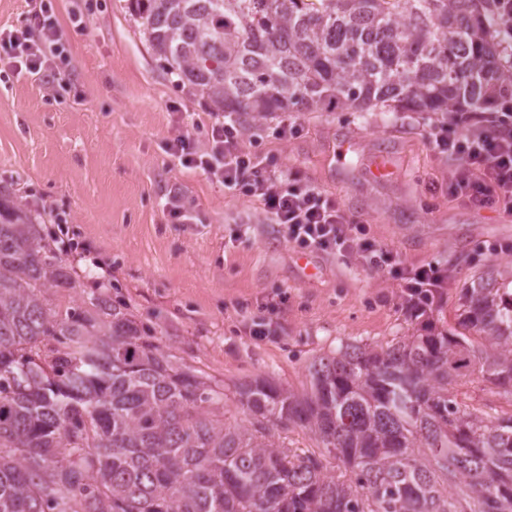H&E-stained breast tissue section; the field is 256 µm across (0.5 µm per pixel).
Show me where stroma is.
I'll list each match as a JSON object with an SVG mask.
<instances>
[{"mask_svg": "<svg viewBox=\"0 0 512 512\" xmlns=\"http://www.w3.org/2000/svg\"><path fill=\"white\" fill-rule=\"evenodd\" d=\"M67 42L63 81L0 61V185L48 210L76 245L68 258L81 305L104 285L152 328L165 351L221 385L259 376L300 391L314 357L362 341L383 345L416 322L396 277L357 253L288 243L259 203L181 166L169 145L182 131L208 146L205 102L153 59L125 0H51ZM80 13L84 29L71 17ZM437 122L419 112H281L240 132L238 146L269 170L298 174L359 215L367 237L407 266L448 276L433 325L456 323L471 271L512 261V215L451 196L454 164L430 143ZM355 148L338 158L337 144ZM384 163L388 177L370 170ZM177 190L189 223L170 219Z\"/></svg>", "mask_w": 512, "mask_h": 512, "instance_id": "stroma-1", "label": "stroma"}]
</instances>
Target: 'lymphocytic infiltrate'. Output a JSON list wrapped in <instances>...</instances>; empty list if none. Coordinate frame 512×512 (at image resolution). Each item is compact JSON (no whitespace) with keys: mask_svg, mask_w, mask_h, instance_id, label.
<instances>
[{"mask_svg":"<svg viewBox=\"0 0 512 512\" xmlns=\"http://www.w3.org/2000/svg\"><path fill=\"white\" fill-rule=\"evenodd\" d=\"M30 23L39 32L38 40H30L24 32L11 33L0 37V49L18 70L59 80V64L66 61L67 48L51 7L42 2L33 8ZM432 144L455 164L448 186L452 195L476 209L512 214V90L499 92L486 111L460 113L454 123L436 132ZM171 149L182 166L198 169L225 188L260 202L289 243L341 256L362 253L371 267L389 269L410 295L444 287L446 278L437 266H403L392 252L366 238L358 217L338 200L298 175L271 173L260 157L240 152L233 121L214 118L207 150L196 148L186 132L173 139Z\"/></svg>","mask_w":512,"mask_h":512,"instance_id":"obj_1","label":"lymphocytic infiltrate"}]
</instances>
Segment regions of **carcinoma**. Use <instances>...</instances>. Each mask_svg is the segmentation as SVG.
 Here are the masks:
<instances>
[{
    "mask_svg": "<svg viewBox=\"0 0 512 512\" xmlns=\"http://www.w3.org/2000/svg\"><path fill=\"white\" fill-rule=\"evenodd\" d=\"M174 82L241 128L278 112H481L512 66L478 0H126ZM0 185V512H512V264L460 289L458 327L314 358L303 392L224 388L171 359ZM313 433L336 460L275 439ZM70 458L59 471L53 464ZM61 484L67 494L51 488Z\"/></svg>",
    "mask_w": 512,
    "mask_h": 512,
    "instance_id": "obj_1",
    "label": "carcinoma"
}]
</instances>
